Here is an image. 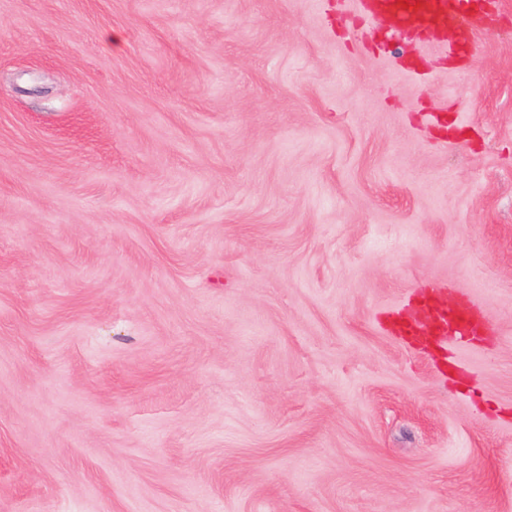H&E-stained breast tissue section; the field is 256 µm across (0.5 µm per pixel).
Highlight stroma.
Listing matches in <instances>:
<instances>
[{
	"label": "stroma",
	"instance_id": "obj_1",
	"mask_svg": "<svg viewBox=\"0 0 512 512\" xmlns=\"http://www.w3.org/2000/svg\"><path fill=\"white\" fill-rule=\"evenodd\" d=\"M364 2L0 0V512H512V0ZM402 1L396 0H374L370 2V12L377 18L391 17L395 20L400 34H411L413 29L429 31L447 26V23L457 15L466 18L456 36V43L459 47L465 48L468 52L472 47L473 5L472 0H408L410 7L402 5ZM475 307V303L470 300L467 301L465 307H451V309L463 314L467 318V322L463 324L446 326L440 323L436 314L439 311L438 307L430 305H426V307L420 310L413 306L406 308L397 318V323L400 319L405 318L400 325V330L405 335H448L458 340L468 336V331L470 330L469 322L471 320L470 311L474 313Z\"/></svg>",
	"mask_w": 512,
	"mask_h": 512
}]
</instances>
